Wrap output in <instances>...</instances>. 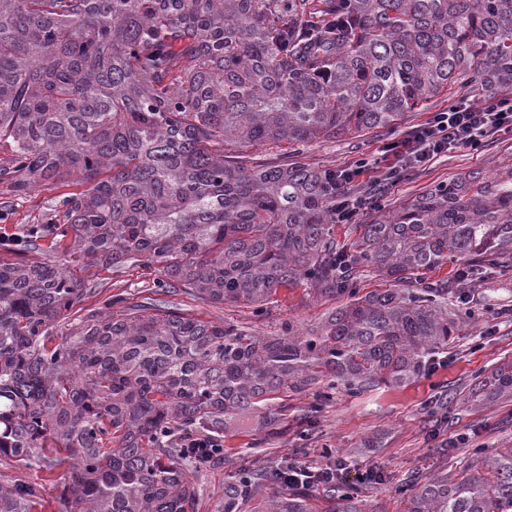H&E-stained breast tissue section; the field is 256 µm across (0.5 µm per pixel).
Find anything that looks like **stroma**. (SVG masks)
<instances>
[{
    "instance_id": "obj_1",
    "label": "stroma",
    "mask_w": 512,
    "mask_h": 512,
    "mask_svg": "<svg viewBox=\"0 0 512 512\" xmlns=\"http://www.w3.org/2000/svg\"><path fill=\"white\" fill-rule=\"evenodd\" d=\"M448 105L447 95L442 94L426 110L406 113L393 128L320 139L297 149L285 141H272L255 153L275 159L296 149L304 162L337 171L361 159L378 158L388 143ZM511 170L512 132L505 131L487 139L478 150L458 151L406 172L397 184L387 187L377 205L362 209L355 222L369 223L398 201L465 175L477 172L491 181ZM82 190L81 184L70 181L41 185L28 196L16 198L0 185V236L19 238L30 225L48 223L63 197ZM79 276L88 289L83 311L102 307L120 293L134 303L176 308L204 322L245 327L258 336L278 335L288 321L303 328L316 326L335 306L334 301L308 297L302 288H283L275 303L258 316L244 307L212 304L165 286L156 271L129 267L114 272L99 266L84 269ZM469 288L471 299L461 309L474 312V320L464 323L447 352L440 354L438 365L414 382L360 395L339 388L327 401L311 393L291 396L284 418L288 432L270 440L263 437L265 411L237 417L224 432L223 463L194 474L201 491L200 512H215L225 484L246 462L272 464L289 458L323 466L338 457L345 460V487L357 489L366 512H404L403 490L411 479L441 470L461 471L477 454L512 445V399L481 407L461 403L492 369L512 360V270L492 271ZM372 467L380 469V482H362L361 474ZM64 474L61 468L46 473L19 462L0 463L1 484L22 479L45 485V495L32 512H59L56 494Z\"/></svg>"
}]
</instances>
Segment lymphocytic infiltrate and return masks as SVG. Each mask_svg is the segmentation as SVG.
<instances>
[{"label":"lymphocytic infiltrate","instance_id":"f902f5d3","mask_svg":"<svg viewBox=\"0 0 512 512\" xmlns=\"http://www.w3.org/2000/svg\"><path fill=\"white\" fill-rule=\"evenodd\" d=\"M503 130H512V96L493 97L481 103L464 99L435 113L410 134L389 144L383 158L337 171V223L351 222L371 202L367 196H351L358 177H365L370 184H393L399 181L405 167L423 165L461 149H478L485 138Z\"/></svg>","mask_w":512,"mask_h":512}]
</instances>
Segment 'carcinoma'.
<instances>
[{
    "label": "carcinoma",
    "instance_id": "1",
    "mask_svg": "<svg viewBox=\"0 0 512 512\" xmlns=\"http://www.w3.org/2000/svg\"><path fill=\"white\" fill-rule=\"evenodd\" d=\"M473 82L512 93V0H0V183L19 197L86 185L30 231L63 259H0V460L68 463L60 512H198L192 470L224 457L235 415L424 373L463 320L456 288L427 273L512 267V171L406 199L341 246L336 172L248 152L393 128ZM88 262L154 269L257 315L281 288L349 301L277 336L121 297L81 316ZM360 268L389 287L357 296ZM504 396L512 361L461 402ZM190 433L218 447H182ZM41 497L0 485V512ZM312 500L287 465H254L218 512H316ZM324 512H361L358 495L330 486ZM405 512H512V447L415 479Z\"/></svg>",
    "mask_w": 512,
    "mask_h": 512
}]
</instances>
